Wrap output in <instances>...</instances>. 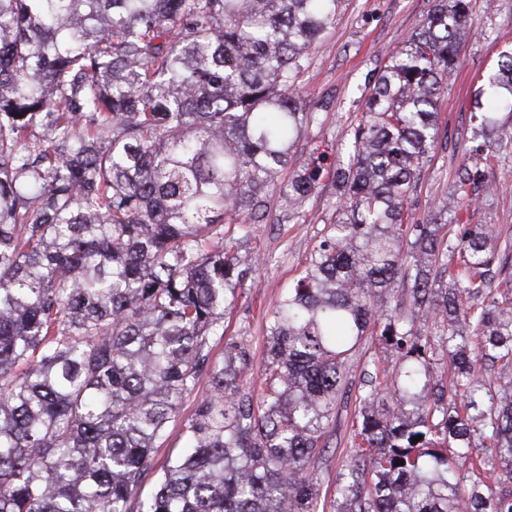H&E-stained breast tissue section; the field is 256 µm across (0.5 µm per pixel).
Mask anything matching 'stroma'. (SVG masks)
I'll use <instances>...</instances> for the list:
<instances>
[{
	"label": "stroma",
	"mask_w": 512,
	"mask_h": 512,
	"mask_svg": "<svg viewBox=\"0 0 512 512\" xmlns=\"http://www.w3.org/2000/svg\"><path fill=\"white\" fill-rule=\"evenodd\" d=\"M431 5V0H344L328 34L316 45L302 77L300 95L306 110L317 113L319 121L302 133L295 158L301 165L323 154L329 165L308 202L306 216L286 221L274 206L268 223L257 226L246 246L255 263L236 291L233 309L224 315L223 340L211 344L213 363L223 361L228 341H240L250 352L246 375H260L265 361L263 329L269 311L307 266L330 224L339 218L331 164L347 157L377 76ZM472 6L457 68L436 104L439 135L446 146L424 167L419 186L405 208V221L423 224L438 214L448 201L459 167L477 161L498 190L472 205V219L492 225L496 234L512 236V115L500 113V139L480 160L470 153L469 122L475 92L501 53L512 52V0H473ZM397 362L396 354L373 336L354 352L337 396L328 448L310 467L323 493L333 492L338 473L355 455L351 436L360 395L368 381L392 372Z\"/></svg>",
	"instance_id": "35a3bbf8"
}]
</instances>
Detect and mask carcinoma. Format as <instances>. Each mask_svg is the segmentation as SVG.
<instances>
[{
  "mask_svg": "<svg viewBox=\"0 0 512 512\" xmlns=\"http://www.w3.org/2000/svg\"><path fill=\"white\" fill-rule=\"evenodd\" d=\"M343 2L0 0V512H318L307 468L368 335L400 366L361 396L337 512H512V297L490 278L512 237L455 200L404 223L471 0H433L376 79L333 171L339 218L269 314L259 381L239 380L242 344L210 361L252 268L240 243L318 120L300 81ZM479 96L482 155L512 112L511 55ZM322 171L292 172L286 215L306 214ZM455 183L493 190L476 163ZM445 223L460 238H440ZM400 290L408 307L390 313ZM205 377L184 446L141 498ZM208 393L209 386L206 380H203L199 387L196 388L192 394L187 395L183 399L180 405V413L177 420L175 422H171L168 427V439L164 443L160 444L158 448H155L157 466L155 471L144 481L143 496L149 494L154 487L157 479L161 475V466L165 463L167 457L171 453H176V451L182 446V424L185 420L190 418L198 401L205 397Z\"/></svg>",
  "mask_w": 512,
  "mask_h": 512,
  "instance_id": "carcinoma-1",
  "label": "carcinoma"
}]
</instances>
